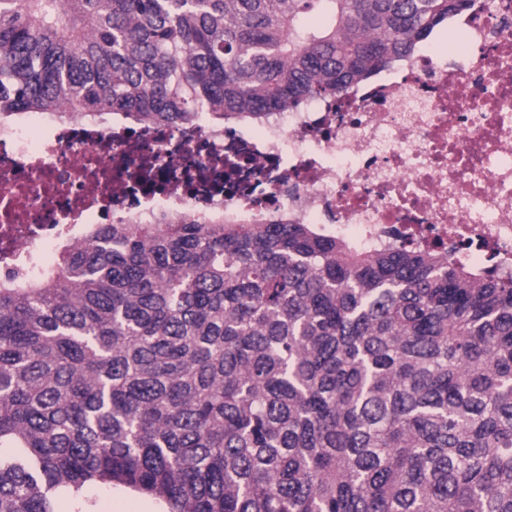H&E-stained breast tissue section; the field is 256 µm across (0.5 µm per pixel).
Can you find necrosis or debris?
<instances>
[{"mask_svg":"<svg viewBox=\"0 0 512 512\" xmlns=\"http://www.w3.org/2000/svg\"><path fill=\"white\" fill-rule=\"evenodd\" d=\"M283 217L373 255L512 275V0H472L340 97L177 126L32 112L0 123V278L42 276L87 224Z\"/></svg>","mask_w":512,"mask_h":512,"instance_id":"obj_1","label":"necrosis or debris"}]
</instances>
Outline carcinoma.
Instances as JSON below:
<instances>
[{
    "mask_svg": "<svg viewBox=\"0 0 512 512\" xmlns=\"http://www.w3.org/2000/svg\"><path fill=\"white\" fill-rule=\"evenodd\" d=\"M472 0H0V121L337 96ZM512 512V277L309 224H92L0 281V512ZM87 494L98 502L97 510L101 512H159L160 507L155 500L142 496L127 494L124 491L103 486L87 489Z\"/></svg>",
    "mask_w": 512,
    "mask_h": 512,
    "instance_id": "obj_1",
    "label": "carcinoma"
}]
</instances>
